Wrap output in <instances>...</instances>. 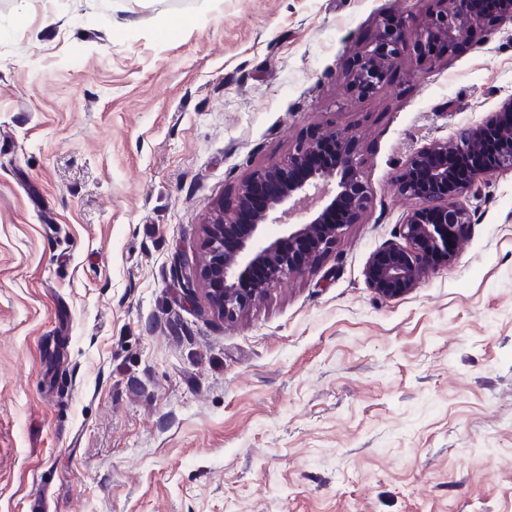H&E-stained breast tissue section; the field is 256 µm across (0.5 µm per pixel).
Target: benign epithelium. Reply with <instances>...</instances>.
<instances>
[{
	"instance_id": "obj_1",
	"label": "benign epithelium",
	"mask_w": 512,
	"mask_h": 512,
	"mask_svg": "<svg viewBox=\"0 0 512 512\" xmlns=\"http://www.w3.org/2000/svg\"><path fill=\"white\" fill-rule=\"evenodd\" d=\"M500 2L499 12L486 16L472 10V0H456L452 11L431 14L413 39L401 19L384 17L375 40L353 59L352 88L361 97L372 95L408 53L418 63L432 61L428 49L434 43L450 50L460 38L485 42L500 21H512V0ZM327 136L341 147L338 164H310L322 138L301 142L285 163L247 177L234 209L226 210L221 203L201 225L200 276L222 317H238L276 282L304 274L336 249L347 227L368 207L371 192L351 133L334 128ZM489 140L496 143L493 154L485 148ZM503 173H512V96L482 122L461 129L454 146L435 142L400 165L394 176L398 191L415 205L398 225V241L371 256L364 271L368 286L382 298L395 299L416 288L429 270L452 264L471 230L468 192L477 181ZM262 183H273L278 191L243 226L240 214L250 208ZM299 207L304 219L293 224L289 217ZM270 225L280 232L269 234Z\"/></svg>"
}]
</instances>
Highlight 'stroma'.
Here are the masks:
<instances>
[{"label": "stroma", "instance_id": "1", "mask_svg": "<svg viewBox=\"0 0 512 512\" xmlns=\"http://www.w3.org/2000/svg\"><path fill=\"white\" fill-rule=\"evenodd\" d=\"M446 0H0V512H512V173L387 300L394 175L512 96V22L357 98ZM334 127L370 203L227 321L201 224Z\"/></svg>", "mask_w": 512, "mask_h": 512}]
</instances>
